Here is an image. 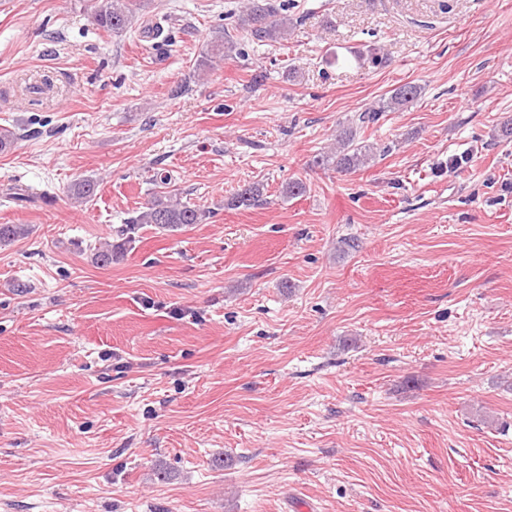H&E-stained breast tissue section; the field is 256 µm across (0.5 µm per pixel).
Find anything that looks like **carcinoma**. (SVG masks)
I'll list each match as a JSON object with an SVG mask.
<instances>
[{
  "instance_id": "cac0c4a2",
  "label": "carcinoma",
  "mask_w": 512,
  "mask_h": 512,
  "mask_svg": "<svg viewBox=\"0 0 512 512\" xmlns=\"http://www.w3.org/2000/svg\"><path fill=\"white\" fill-rule=\"evenodd\" d=\"M141 0H98L94 9L96 24L107 31L120 33L127 30L134 21ZM282 7L276 0H247L238 15V22L212 32L203 44L195 63V72L203 74L216 59L228 60L239 50L240 41L279 43L288 37L293 22L281 14ZM421 94V87L406 83L393 89L378 106L368 108L354 115L351 125L336 136V148L326 151L314 159V164L334 168L343 173L355 171L368 165L376 156L374 146L358 139V130L377 123L382 114L398 110L414 102ZM97 182L82 179L70 188L73 198L88 200L96 195ZM263 190L258 184H248L239 189L226 203L231 209H249L263 202ZM207 219L206 211L181 201L177 194L159 192L152 196L142 209L125 222L121 235L125 242L134 239L142 224H152L164 231H176L184 226L200 224ZM25 224H0V244L11 243L28 235Z\"/></svg>"
}]
</instances>
